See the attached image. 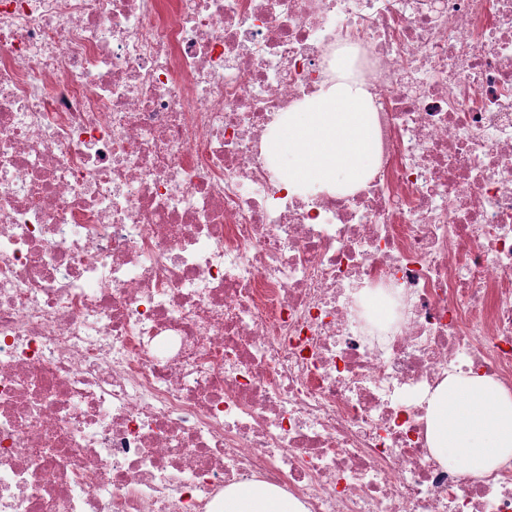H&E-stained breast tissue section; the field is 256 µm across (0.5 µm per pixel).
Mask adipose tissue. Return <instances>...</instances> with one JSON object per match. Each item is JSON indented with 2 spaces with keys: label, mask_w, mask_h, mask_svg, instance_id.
Instances as JSON below:
<instances>
[{
  "label": "adipose tissue",
  "mask_w": 512,
  "mask_h": 512,
  "mask_svg": "<svg viewBox=\"0 0 512 512\" xmlns=\"http://www.w3.org/2000/svg\"><path fill=\"white\" fill-rule=\"evenodd\" d=\"M434 456L477 474L512 458V391L488 377L452 375L434 391L427 411ZM221 512H302L280 488L245 482L224 490Z\"/></svg>",
  "instance_id": "1"
}]
</instances>
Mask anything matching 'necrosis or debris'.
Here are the masks:
<instances>
[{
    "label": "necrosis or debris",
    "mask_w": 512,
    "mask_h": 512,
    "mask_svg": "<svg viewBox=\"0 0 512 512\" xmlns=\"http://www.w3.org/2000/svg\"><path fill=\"white\" fill-rule=\"evenodd\" d=\"M342 52L378 161L298 194ZM461 373L512 389V0H0V512H512L428 448ZM302 505L280 488L245 482L224 489L221 512H302Z\"/></svg>",
    "instance_id": "4bbe7bcc"
}]
</instances>
